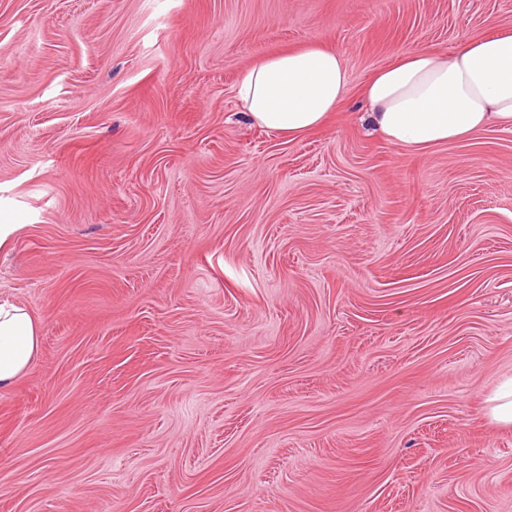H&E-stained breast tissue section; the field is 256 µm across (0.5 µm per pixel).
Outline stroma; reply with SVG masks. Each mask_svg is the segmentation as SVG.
Returning <instances> with one entry per match:
<instances>
[{
	"mask_svg": "<svg viewBox=\"0 0 512 512\" xmlns=\"http://www.w3.org/2000/svg\"><path fill=\"white\" fill-rule=\"evenodd\" d=\"M512 0H0V512H512V131L423 153L361 90ZM349 91L288 138L252 62ZM349 90L342 55L313 45L260 59L238 82V97L251 123L288 138L320 126ZM42 336L36 319L23 306L0 302V389L25 375L41 353ZM487 416L501 425H512V379L504 381L486 400Z\"/></svg>",
	"mask_w": 512,
	"mask_h": 512,
	"instance_id": "stroma-1",
	"label": "stroma"
}]
</instances>
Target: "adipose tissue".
Segmentation results:
<instances>
[{
  "label": "adipose tissue",
  "mask_w": 512,
  "mask_h": 512,
  "mask_svg": "<svg viewBox=\"0 0 512 512\" xmlns=\"http://www.w3.org/2000/svg\"><path fill=\"white\" fill-rule=\"evenodd\" d=\"M349 90L342 55L313 45L260 59L238 82L251 123L295 137L320 126ZM368 118L390 143L414 151L468 139L489 125L512 129V28L464 42L446 53H401L362 88ZM36 319L0 302V389L25 375L41 353Z\"/></svg>",
  "instance_id": "adipose-tissue-1"
}]
</instances>
